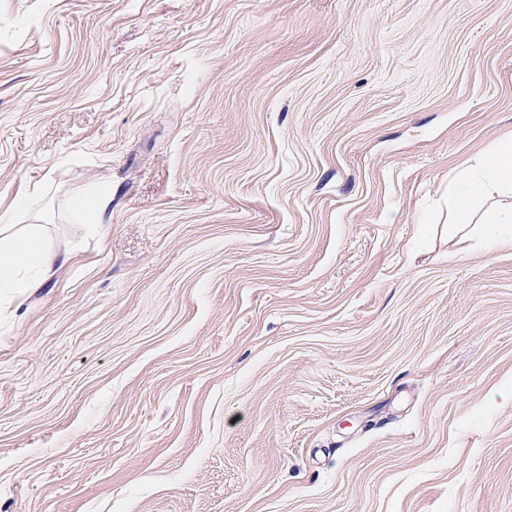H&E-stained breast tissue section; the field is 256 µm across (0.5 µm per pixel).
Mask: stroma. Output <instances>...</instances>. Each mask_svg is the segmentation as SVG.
Returning a JSON list of instances; mask_svg holds the SVG:
<instances>
[{"mask_svg": "<svg viewBox=\"0 0 512 512\" xmlns=\"http://www.w3.org/2000/svg\"><path fill=\"white\" fill-rule=\"evenodd\" d=\"M510 133L512 0H0V512H512ZM454 222L458 228L473 223V203L484 196L491 200L478 224L491 231L512 224V136L497 141L475 163L458 170L449 186ZM40 194L39 185L22 191L15 198L13 211L0 215V288H10L18 296L42 288L68 259L66 253L50 245L42 224H5L13 215L25 212ZM112 203V192L100 190L88 197L82 205L81 217L84 225L96 230L104 223ZM90 222V223H86Z\"/></svg>", "mask_w": 512, "mask_h": 512, "instance_id": "35a3bbf8", "label": "stroma"}]
</instances>
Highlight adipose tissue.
Instances as JSON below:
<instances>
[{
    "mask_svg": "<svg viewBox=\"0 0 512 512\" xmlns=\"http://www.w3.org/2000/svg\"><path fill=\"white\" fill-rule=\"evenodd\" d=\"M41 193L33 187L17 195L12 214L25 212ZM454 223L466 228L480 222L489 229V250H512V234H499V226L512 224V136L497 141L475 163L458 170L449 186ZM489 201L482 215H475L478 197ZM12 214L0 215V288L27 296L42 288L61 269L68 256L50 245L40 224L12 223Z\"/></svg>",
    "mask_w": 512,
    "mask_h": 512,
    "instance_id": "ef3b65f1",
    "label": "adipose tissue"
}]
</instances>
